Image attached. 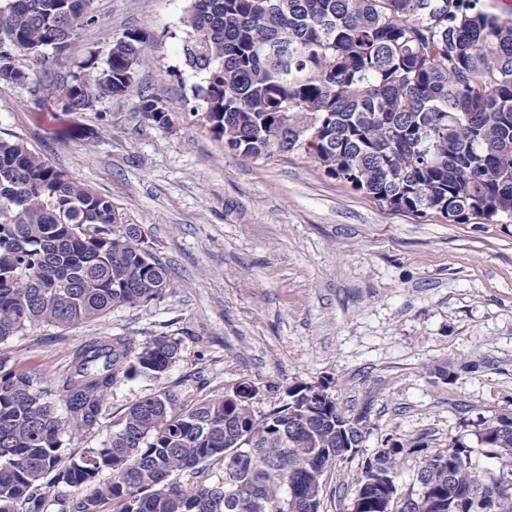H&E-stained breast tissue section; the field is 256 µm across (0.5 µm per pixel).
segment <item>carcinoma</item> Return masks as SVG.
I'll use <instances>...</instances> for the list:
<instances>
[{
  "instance_id": "carcinoma-1",
  "label": "carcinoma",
  "mask_w": 512,
  "mask_h": 512,
  "mask_svg": "<svg viewBox=\"0 0 512 512\" xmlns=\"http://www.w3.org/2000/svg\"><path fill=\"white\" fill-rule=\"evenodd\" d=\"M75 2L0 0V82L63 112L124 93L146 61L144 37L127 31L104 65L91 55L59 71L94 22L93 0ZM182 24L186 59L206 73L195 98L240 157L298 147L398 211L512 223L511 19L471 0H191ZM139 111L171 124L157 92L140 95ZM282 112L322 129L303 137ZM170 288L168 266L109 197L0 135V343L144 306ZM180 354L163 334L94 339L54 388L0 355V512H320L324 475L352 459L336 432L351 417L330 393L304 395L310 384L289 387L288 402L263 415L245 381L189 408L160 390L130 404L99 445L65 453L63 437L95 428L117 380L158 378ZM478 436L496 469L474 465L459 440L432 452L417 437L388 438L339 473L340 485L365 512H405L406 496L416 512H512V419H483ZM406 455L418 458L408 489L397 481ZM46 478L73 489L71 506Z\"/></svg>"
}]
</instances>
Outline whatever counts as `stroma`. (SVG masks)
<instances>
[{
	"mask_svg": "<svg viewBox=\"0 0 512 512\" xmlns=\"http://www.w3.org/2000/svg\"><path fill=\"white\" fill-rule=\"evenodd\" d=\"M189 6L94 0L69 66L104 60L126 31L146 34L148 56L127 92L94 110L66 116L0 83V131L109 196L172 271V288L148 305L0 344L15 368L53 378L99 336L180 340L162 377L115 383L97 429L65 436L66 452L97 446L133 401L163 389L190 406L245 380L263 414L289 386L323 382L343 413L367 417L357 460L385 438L418 436L433 450L461 441L495 467L478 431L481 419L512 417V224L390 209L301 149L236 155L194 97L204 75L184 52ZM148 90L161 92L169 128L139 112ZM438 364L449 381L431 375Z\"/></svg>",
	"mask_w": 512,
	"mask_h": 512,
	"instance_id": "35a3bbf8",
	"label": "stroma"
}]
</instances>
